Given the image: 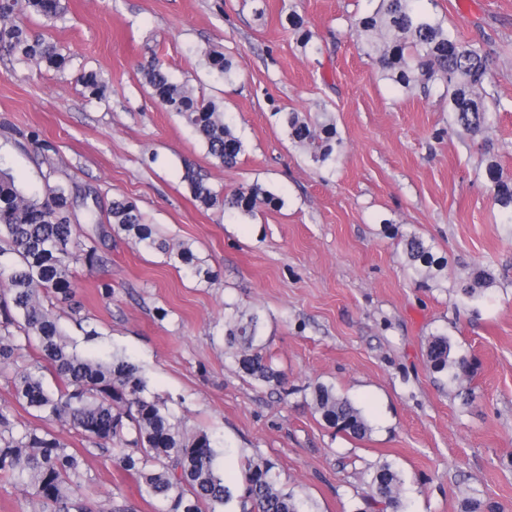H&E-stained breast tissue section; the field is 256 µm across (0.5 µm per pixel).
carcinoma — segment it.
I'll use <instances>...</instances> for the list:
<instances>
[{"mask_svg": "<svg viewBox=\"0 0 512 512\" xmlns=\"http://www.w3.org/2000/svg\"><path fill=\"white\" fill-rule=\"evenodd\" d=\"M419 2L377 0L372 11L350 19V32L361 41L376 72L393 85L405 91L441 90V97L448 100L450 124L484 150L494 203L502 222L512 224V178L500 174L489 137L497 112V99L488 91L494 61L449 32L443 20ZM63 10L60 0H0V47L21 63L65 69L69 58L17 20V14L28 11L51 21ZM288 22L302 30L303 19L292 8ZM300 44L321 52L307 30H302ZM205 64L218 78L228 81L233 76V62L222 53H205ZM142 74L151 96L195 131L209 156L225 167L237 163L244 145L233 133L232 117L223 104L195 95L187 83L174 80L157 58L143 66ZM80 80L90 98L105 97L107 85L100 73L85 71ZM282 124L289 140L307 151L314 163L336 168L343 141L329 113L311 117L288 111L282 113ZM184 181L202 206L219 207L231 218L251 216L261 204L281 203L256 185L217 191L191 168ZM75 203L77 196L61 183L47 180L42 194L29 195L0 168V372L14 368L13 395L18 404L36 412L39 420L67 427L99 448H120L119 465L135 475L140 492L161 502L160 512H220L233 500L239 512H310L304 498L281 484L277 463L270 459H247L241 485L234 488L226 483L211 436L203 431L187 433L165 401L147 394L146 381L129 358L118 353L107 360L86 358L70 349L53 308L75 295L74 265L92 268L101 260L95 236L73 224ZM109 218L113 232H123L143 248L164 254L193 277L212 280L206 260L185 243L171 244L154 225L144 222L132 201L113 200ZM403 254L417 284L438 281L431 248L423 239L408 236ZM491 284L490 272L479 268L459 282L457 290L475 300ZM31 347L38 356L17 369L18 359ZM450 350L448 336L430 337L429 368L448 374L453 382L468 378L470 360L464 355L452 357ZM224 356L237 373L272 390L288 384L286 374L273 366L262 340L261 315L255 310L235 308L225 318ZM48 374L55 380L53 389L45 386ZM311 406L339 433L359 440L371 433L363 411L333 384H313ZM83 466V455L53 430L21 423L0 407V475L21 482L42 505V512H88L78 499ZM402 484L392 465L377 466L367 483L369 508L405 512Z\"/></svg>", "mask_w": 512, "mask_h": 512, "instance_id": "obj_1", "label": "carcinoma"}]
</instances>
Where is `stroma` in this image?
Returning a JSON list of instances; mask_svg holds the SVG:
<instances>
[{
    "instance_id": "35a3bbf8",
    "label": "stroma",
    "mask_w": 512,
    "mask_h": 512,
    "mask_svg": "<svg viewBox=\"0 0 512 512\" xmlns=\"http://www.w3.org/2000/svg\"><path fill=\"white\" fill-rule=\"evenodd\" d=\"M61 3L53 23L29 12L22 20L71 56L65 71L18 63L0 48V167L27 193L42 192L49 174L97 208L103 262L76 266L74 300L54 310L78 352L128 356L183 427L212 436L220 468L237 477L246 459L276 460L284 487L312 512H363L369 475L383 463L404 478L407 512H460L468 498L512 512V224L493 205L481 150L449 128L447 100L380 79L349 34L348 17L372 10V0ZM292 8L320 53L301 48ZM433 11L495 61L501 110L490 137L510 178L512 0H437ZM211 50L232 59V81L209 73ZM155 57L232 115L244 144L235 166L217 163L150 96L140 67ZM90 70L109 80L108 99L86 96L79 77ZM292 109L334 117L344 141L335 169L289 141L277 113ZM33 132L49 143L45 155L33 151ZM189 168L214 189L258 184L283 204L225 219L194 201ZM121 197L163 237L189 244L213 280L113 233L108 212ZM402 233L431 245L440 287H416ZM478 268L494 284L470 302L454 286ZM229 304L260 313L287 391L241 377L225 359ZM436 333L447 334L452 355L475 362L471 378L430 371ZM316 382L362 407L368 438L312 413ZM55 431L84 456L82 498L92 512H158L113 464V450Z\"/></svg>"
}]
</instances>
